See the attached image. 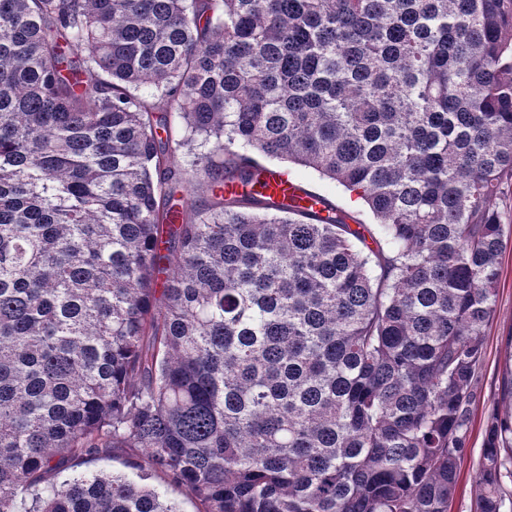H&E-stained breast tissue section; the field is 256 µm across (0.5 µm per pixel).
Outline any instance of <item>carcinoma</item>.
<instances>
[{
  "mask_svg": "<svg viewBox=\"0 0 512 512\" xmlns=\"http://www.w3.org/2000/svg\"><path fill=\"white\" fill-rule=\"evenodd\" d=\"M509 184L512 0H0V512H449ZM253 157L270 168L288 171L296 178L297 183L309 191L328 194L329 199L334 205L356 216L364 224L373 222L371 214L361 202L356 199L355 195H350L341 188L331 189L328 182L313 170L278 159H268L259 155H253ZM266 183L268 184V193L273 195L279 201L288 202V198L291 196H301L304 194L297 189L295 183L288 179V176L280 171H272L265 177Z\"/></svg>",
  "mask_w": 512,
  "mask_h": 512,
  "instance_id": "obj_1",
  "label": "carcinoma"
}]
</instances>
